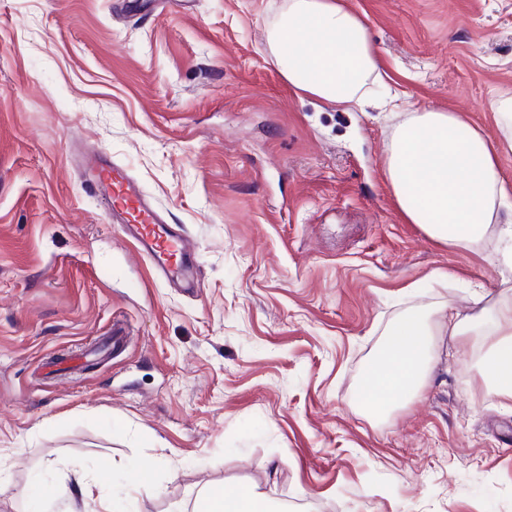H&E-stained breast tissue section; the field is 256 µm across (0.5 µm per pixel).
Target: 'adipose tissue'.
Instances as JSON below:
<instances>
[{
	"label": "adipose tissue",
	"mask_w": 512,
	"mask_h": 512,
	"mask_svg": "<svg viewBox=\"0 0 512 512\" xmlns=\"http://www.w3.org/2000/svg\"><path fill=\"white\" fill-rule=\"evenodd\" d=\"M268 49L282 77L304 94L352 110L384 82L364 19L345 0H288L272 25ZM506 132L495 140L458 112L406 113L391 134L384 170L401 216L432 239L468 247L495 235L502 263L512 270V182L500 172L501 148L512 149V95L496 100ZM483 329L494 338L481 363L489 392L512 402V301L463 316L418 309L389 330L380 368L366 391L376 412L418 389L437 337ZM198 512H283L248 487L208 489Z\"/></svg>",
	"instance_id": "obj_1"
}]
</instances>
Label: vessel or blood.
I'll return each mask as SVG.
<instances>
[{
    "label": "vessel or blood",
    "mask_w": 512,
    "mask_h": 512,
    "mask_svg": "<svg viewBox=\"0 0 512 512\" xmlns=\"http://www.w3.org/2000/svg\"><path fill=\"white\" fill-rule=\"evenodd\" d=\"M82 169L87 187L109 203L119 231L135 240L142 257L152 260L161 272L176 276L184 288H198L192 242L142 197L126 168L96 153L83 160Z\"/></svg>",
    "instance_id": "obj_1"
}]
</instances>
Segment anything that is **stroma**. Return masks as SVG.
I'll return each mask as SVG.
<instances>
[{
  "label": "stroma",
  "instance_id": "1",
  "mask_svg": "<svg viewBox=\"0 0 512 512\" xmlns=\"http://www.w3.org/2000/svg\"><path fill=\"white\" fill-rule=\"evenodd\" d=\"M405 109L491 137L512 94V0H346ZM286 0H0V512H193L249 485L288 512H512V407L440 337L423 390L365 400L413 308L512 300L493 237L400 215L391 130L283 79ZM101 151L195 241L162 282L79 176ZM121 324L124 344L83 361Z\"/></svg>",
  "mask_w": 512,
  "mask_h": 512
}]
</instances>
